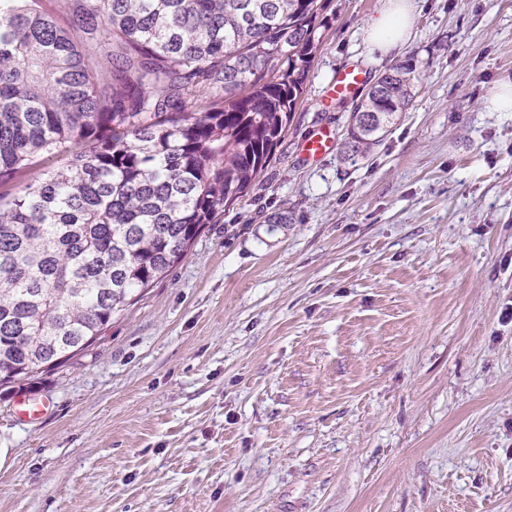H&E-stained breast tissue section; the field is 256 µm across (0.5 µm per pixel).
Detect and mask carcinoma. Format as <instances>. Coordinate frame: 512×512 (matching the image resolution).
<instances>
[{"label":"carcinoma","mask_w":512,"mask_h":512,"mask_svg":"<svg viewBox=\"0 0 512 512\" xmlns=\"http://www.w3.org/2000/svg\"><path fill=\"white\" fill-rule=\"evenodd\" d=\"M326 0H0V389L92 346L269 166ZM407 59L343 156L413 97Z\"/></svg>","instance_id":"carcinoma-1"}]
</instances>
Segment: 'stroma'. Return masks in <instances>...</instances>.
Wrapping results in <instances>:
<instances>
[{
	"mask_svg": "<svg viewBox=\"0 0 512 512\" xmlns=\"http://www.w3.org/2000/svg\"><path fill=\"white\" fill-rule=\"evenodd\" d=\"M328 0L305 92L250 193L100 340L0 394V512H512V0ZM415 94L357 163L356 104L408 58ZM337 147L302 158L307 136ZM284 213L287 223L272 224ZM388 7L370 23V52L386 54L409 39L414 15L411 0H387ZM366 73L355 66L336 71L327 87L330 98H346L353 96L366 83Z\"/></svg>",
	"mask_w": 512,
	"mask_h": 512,
	"instance_id": "obj_1",
	"label": "stroma"
}]
</instances>
